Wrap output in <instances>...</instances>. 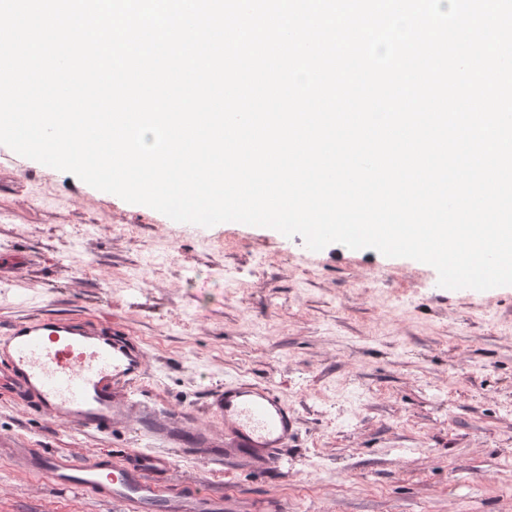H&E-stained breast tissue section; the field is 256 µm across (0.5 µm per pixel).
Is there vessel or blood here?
<instances>
[{"label": "vessel or blood", "instance_id": "vessel-or-blood-1", "mask_svg": "<svg viewBox=\"0 0 512 512\" xmlns=\"http://www.w3.org/2000/svg\"><path fill=\"white\" fill-rule=\"evenodd\" d=\"M147 364L130 337L96 325L46 316L9 325L0 341V379L32 410L60 425L103 434L136 417L157 446L176 444L212 461H238L257 471L281 470L297 436L294 413L267 384L234 380L208 396L224 431L213 436L190 417L163 413L139 398ZM15 457L57 490L112 502L120 512H224V497L204 488L174 491L161 480L165 458L140 453L135 463L82 459L41 448Z\"/></svg>", "mask_w": 512, "mask_h": 512}]
</instances>
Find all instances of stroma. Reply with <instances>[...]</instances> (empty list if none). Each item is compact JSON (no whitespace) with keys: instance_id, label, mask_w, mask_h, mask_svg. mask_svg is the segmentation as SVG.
Returning a JSON list of instances; mask_svg holds the SVG:
<instances>
[{"instance_id":"stroma-1","label":"stroma","mask_w":512,"mask_h":512,"mask_svg":"<svg viewBox=\"0 0 512 512\" xmlns=\"http://www.w3.org/2000/svg\"><path fill=\"white\" fill-rule=\"evenodd\" d=\"M45 315L108 320L144 351L147 400L216 434L210 391L273 383L298 422L283 473L160 451L171 484L224 512H512V286L451 290L369 248L176 222L0 145V327ZM0 445V512H116L9 449L148 448L135 419L84 434L3 391Z\"/></svg>"}]
</instances>
